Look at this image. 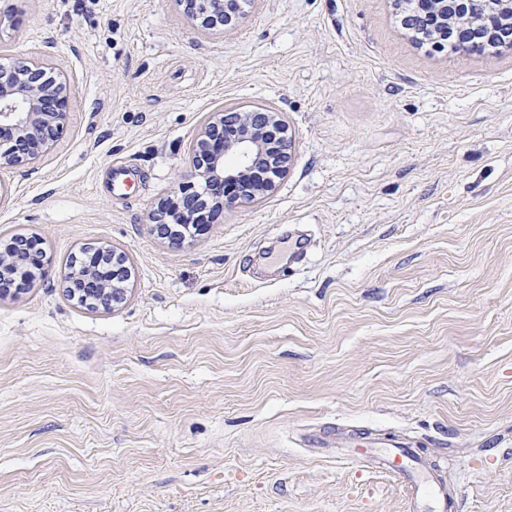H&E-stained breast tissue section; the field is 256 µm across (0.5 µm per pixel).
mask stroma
<instances>
[{"label": "stroma", "instance_id": "35a3bbf8", "mask_svg": "<svg viewBox=\"0 0 512 512\" xmlns=\"http://www.w3.org/2000/svg\"><path fill=\"white\" fill-rule=\"evenodd\" d=\"M397 13L250 0L209 34L176 0H0V64L70 85L57 145L0 170V243L43 252L0 299V512H409L345 432L512 512V49L429 53ZM249 103L287 118L286 175L160 238L200 124ZM101 243L112 311L60 287ZM88 250L83 248L72 255L62 278L64 293L71 300L91 308L114 310L126 299V288H122L121 283H115V280L119 278L123 283L129 279L127 258L122 252L112 249V268L105 269L102 273L98 268L80 261L88 254ZM109 278L113 281L111 282ZM88 281L95 282L98 288H81L82 283Z\"/></svg>", "mask_w": 512, "mask_h": 512}]
</instances>
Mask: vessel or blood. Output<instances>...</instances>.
<instances>
[{"label": "vessel or blood", "mask_w": 512, "mask_h": 512, "mask_svg": "<svg viewBox=\"0 0 512 512\" xmlns=\"http://www.w3.org/2000/svg\"><path fill=\"white\" fill-rule=\"evenodd\" d=\"M347 447L378 469L390 472L408 487L412 512H455V493L435 480L421 464L415 448L397 441L391 434H367L346 438Z\"/></svg>", "instance_id": "obj_1"}]
</instances>
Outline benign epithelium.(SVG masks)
Masks as SVG:
<instances>
[{
  "mask_svg": "<svg viewBox=\"0 0 512 512\" xmlns=\"http://www.w3.org/2000/svg\"><path fill=\"white\" fill-rule=\"evenodd\" d=\"M193 19L206 30H220L224 24L215 17L224 15L226 0H177ZM473 7L489 23L497 21L502 13L512 14V0H473ZM69 96L67 84L59 75L40 61L30 60L22 71L0 68V137H7L13 145L0 150V168L32 166L58 140L68 118ZM244 130L236 137L226 136L233 126ZM292 143L288 124L279 112L245 110L214 113L201 127L181 173V178L204 182L201 190L182 198L184 207L181 223L197 222V213L207 208L209 179L239 180L254 169L261 160L268 161L269 169L285 175ZM235 159L231 168L224 167V157ZM268 188H251L237 196L221 198L220 207H233L244 201H253ZM88 254L83 248L72 255L63 274L65 295L81 304L96 309H115L126 299V289L115 282L126 281L130 270L127 258L121 252H112V267L104 271L81 262Z\"/></svg>",
  "mask_w": 512,
  "mask_h": 512,
  "instance_id": "7a95c632",
  "label": "benign epithelium"
}]
</instances>
